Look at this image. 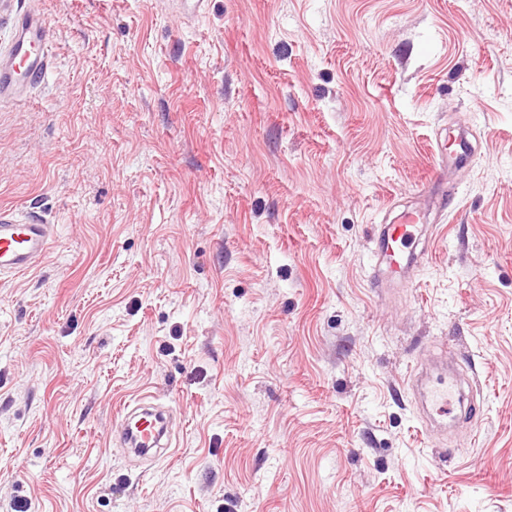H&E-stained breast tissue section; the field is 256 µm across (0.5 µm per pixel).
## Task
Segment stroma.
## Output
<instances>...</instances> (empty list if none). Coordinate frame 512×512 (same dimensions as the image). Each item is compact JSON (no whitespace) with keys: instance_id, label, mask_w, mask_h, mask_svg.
<instances>
[{"instance_id":"stroma-1","label":"stroma","mask_w":512,"mask_h":512,"mask_svg":"<svg viewBox=\"0 0 512 512\" xmlns=\"http://www.w3.org/2000/svg\"><path fill=\"white\" fill-rule=\"evenodd\" d=\"M32 5L0 213L55 242L0 276V512H512V0H0V57ZM444 351L485 411L443 434L404 380ZM143 397L177 410L147 467L113 434ZM48 24L40 13L24 12L17 20L13 52L0 58V99L17 97L28 83L47 70L45 52ZM28 82L27 84H25ZM445 149L446 147H443L442 141H437L438 156L441 159L440 171H437V173L448 168L449 177L452 169L456 170L460 165L473 160L474 152L468 143L460 145V150L456 151L454 154L446 153ZM433 190L424 187L416 193L419 203L403 213L397 224H378L374 256L381 260L383 272L375 277L379 290L408 283L407 271L417 259L416 240L429 211Z\"/></svg>"}]
</instances>
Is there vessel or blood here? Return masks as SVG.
<instances>
[{"mask_svg":"<svg viewBox=\"0 0 512 512\" xmlns=\"http://www.w3.org/2000/svg\"><path fill=\"white\" fill-rule=\"evenodd\" d=\"M48 24L43 15L26 12L19 16L11 55L0 59V99L18 96L26 83L38 80L47 69L45 52ZM433 196L431 188L418 191L419 203L403 213L395 224L378 225L375 234V257L383 271L375 278L385 290L405 283L406 273L417 259L416 240ZM53 240L52 227L0 218V274L20 273L32 269L48 252ZM410 387L421 398L430 418L444 420L452 413V399L457 384L444 376L412 375ZM141 415L131 419L129 412L119 417L123 445L129 455L152 460L168 436V422L163 412L150 401L139 403Z\"/></svg>","mask_w":512,"mask_h":512,"instance_id":"vessel-or-blood-1","label":"vessel or blood"}]
</instances>
